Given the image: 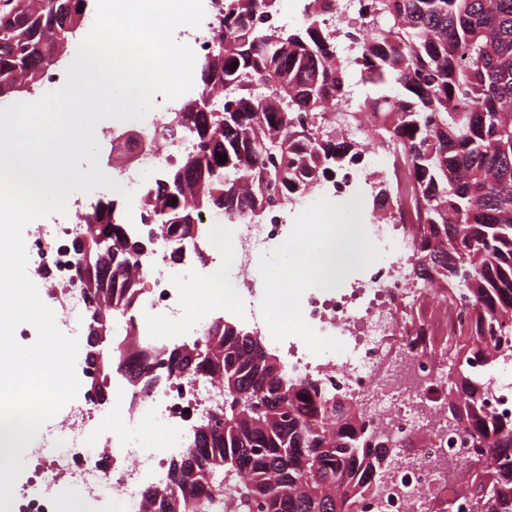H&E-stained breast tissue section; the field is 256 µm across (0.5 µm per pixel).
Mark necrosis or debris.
Here are the masks:
<instances>
[{"mask_svg": "<svg viewBox=\"0 0 512 512\" xmlns=\"http://www.w3.org/2000/svg\"><path fill=\"white\" fill-rule=\"evenodd\" d=\"M229 2L205 0L201 24L183 30L196 58L209 52ZM365 2L339 0L338 12L326 18L341 56H350L355 47L352 29L362 18ZM178 110L173 104L148 113L140 119L138 137L131 144L123 130L105 133L115 150L108 153L103 171L134 192L133 204L117 205L116 210L131 214L126 228L145 248L143 255L131 259L142 290L130 333L117 335L116 343L123 347L135 340L142 352L206 343L213 318L188 304L185 286L192 282L209 291L215 268L223 267L225 252H232L234 270L224 278L231 290L230 310L255 335L270 338L272 348L286 360L289 378L317 380L327 394L325 410H333L342 396L357 401L373 426L417 448L416 460L401 459L386 470L378 488L367 493L361 512H426L436 501L460 507L463 495L449 486L448 469L479 451L463 444L454 429L440 426L436 411L447 395L441 374L463 312L459 304H447V289L422 286L412 278L413 209L398 212L395 223L373 225V241L387 252V260L366 266L348 288L300 289L294 311L300 333L271 337L262 310L267 287L257 269L298 231L289 210L273 207L255 218L232 211L208 215L207 223L229 231L226 246L220 248L205 234L180 241L167 237L140 204L151 189L140 178L143 169L162 172L199 148L191 131L176 125ZM381 180L402 190L408 172L394 161L372 170L370 154L361 153L351 167L309 189L306 196L311 201L321 196L343 200L359 185L375 192ZM83 212L81 202L71 201L66 213L31 225L25 239L27 273L45 304H63L58 326L70 336L84 329L90 311L75 281L77 245L90 230ZM317 339L331 342L337 356L328 358L315 350ZM75 369L80 381L78 411L59 424L42 425L54 446L15 490L11 512H67L75 492L84 512H145V489L163 485L168 459L192 447L193 429L220 387L204 373L168 374L165 360L154 359L144 372L150 389L132 386L124 374H113L112 424L103 429L98 424L102 406L94 392L95 370L85 354H78ZM143 419L161 423L172 432V440L156 448L136 446L129 429Z\"/></svg>", "mask_w": 512, "mask_h": 512, "instance_id": "obj_1", "label": "necrosis or debris"}]
</instances>
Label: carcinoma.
I'll use <instances>...</instances> for the list:
<instances>
[{
	"label": "carcinoma",
	"mask_w": 512,
	"mask_h": 512,
	"mask_svg": "<svg viewBox=\"0 0 512 512\" xmlns=\"http://www.w3.org/2000/svg\"><path fill=\"white\" fill-rule=\"evenodd\" d=\"M279 0H236L224 32L200 63L195 97L176 115L202 145L158 182L146 205L169 236L183 221L226 209L247 215L283 204L297 189L327 180L359 149L382 144L409 171L418 201L411 273L463 296L469 316L448 348L446 424L464 431L482 457L460 468L474 512H512V418L488 408L489 385L470 371L512 360V0H375L355 31L353 66L337 52L323 16L336 0H305V18L272 32L254 24ZM91 0H0V102L26 100L47 65L68 61ZM369 92L352 109V72ZM229 95L199 129L210 93ZM316 116L314 127L298 113ZM378 113L379 128L358 141L337 134ZM227 155V161L218 162ZM377 218H391L388 185L373 196ZM113 220L112 259L81 258L108 279L95 312L127 313L135 301L131 239L102 202L91 236ZM261 338L224 323L199 350L185 347L170 374L205 371L224 389V407L185 453L180 483L147 491L157 512H359L377 485L390 438L355 402L320 408L314 380L295 381L257 362Z\"/></svg>",
	"instance_id": "cac0c4a2"
}]
</instances>
